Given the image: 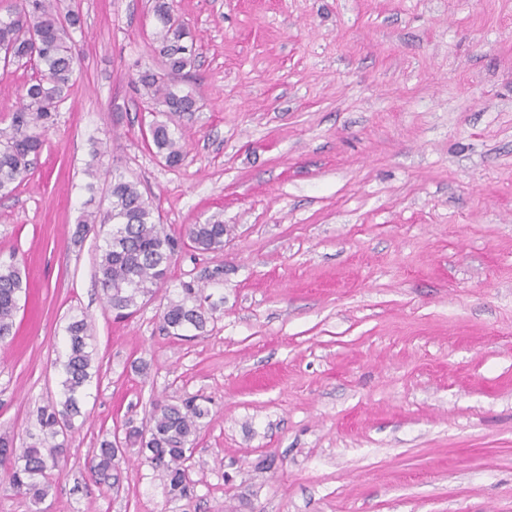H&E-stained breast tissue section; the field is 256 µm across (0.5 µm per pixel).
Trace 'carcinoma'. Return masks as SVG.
Segmentation results:
<instances>
[{
	"instance_id": "cac0c4a2",
	"label": "carcinoma",
	"mask_w": 512,
	"mask_h": 512,
	"mask_svg": "<svg viewBox=\"0 0 512 512\" xmlns=\"http://www.w3.org/2000/svg\"><path fill=\"white\" fill-rule=\"evenodd\" d=\"M157 26L154 51L161 59L160 70L139 73L137 84L152 101L153 111L183 118L199 109L193 91L175 80L195 66V58L184 44L189 31L174 13L170 0H155ZM81 26L79 14L71 12L61 21L59 0H15L0 14V51L20 62H37L40 74L25 89L20 107L11 123L0 128V197L11 195L27 178L43 145V137L54 125L59 107L73 85L76 44L68 28ZM156 152L174 166L184 157L182 134L166 123L150 128ZM108 207L99 215L86 213L78 221L77 233L83 235L95 225L105 229L95 275L107 307L119 316L132 314L143 301L156 293L167 278L176 239L159 224L152 202L134 181L121 174L112 175L107 192ZM230 228L214 217L204 224H189L186 238L194 248L209 252L224 248V236ZM23 281L13 265L0 266V342L13 334L14 317ZM204 289L193 282L182 284L181 295L167 302L161 317L162 329L170 336H181L194 329L204 330L214 305L206 306ZM69 336L66 359L62 363L60 400L38 410L39 434L28 446L17 450L6 435L0 436V466H8L10 488L38 503L51 488L52 471L65 459V442L57 441L60 423L72 424L80 415V398L92 379V352L88 350L91 324L87 317H73L66 327ZM208 409L194 400L180 404L157 400L153 403L145 427L128 430L125 442L138 448L151 464L162 470L173 496L183 495L195 468L194 445L200 420ZM123 458L115 443L104 439L90 460V472L100 483H108L112 470Z\"/></svg>"
}]
</instances>
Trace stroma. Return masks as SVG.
<instances>
[{
  "mask_svg": "<svg viewBox=\"0 0 512 512\" xmlns=\"http://www.w3.org/2000/svg\"><path fill=\"white\" fill-rule=\"evenodd\" d=\"M66 3L75 85L0 198V265L25 287L0 434L29 444L82 312L98 376L49 495L0 469V512H512V0H173L200 104L176 166L135 85L160 65L152 0ZM35 73L0 61V127ZM116 172L171 235L232 228L223 249L182 247L124 319L95 278L102 237L76 235ZM189 281L217 309L167 335ZM191 397L210 415L187 496L133 447L111 485L91 478L103 439Z\"/></svg>",
  "mask_w": 512,
  "mask_h": 512,
  "instance_id": "35a3bbf8",
  "label": "stroma"
}]
</instances>
